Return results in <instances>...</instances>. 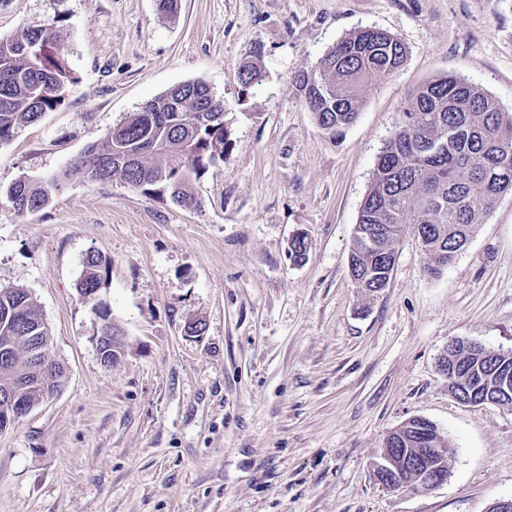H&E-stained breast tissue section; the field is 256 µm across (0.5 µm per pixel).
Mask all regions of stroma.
I'll return each mask as SVG.
<instances>
[{
  "mask_svg": "<svg viewBox=\"0 0 512 512\" xmlns=\"http://www.w3.org/2000/svg\"><path fill=\"white\" fill-rule=\"evenodd\" d=\"M44 23L75 82L0 145V286L30 294L67 378L0 432V512H487L512 497V406L460 403L439 369L455 339L512 351V195L439 276L411 234L377 296L348 271L378 156L420 84L458 75L512 114V0H178L172 15L156 0H0V38ZM365 27L407 56L332 137L295 79ZM246 60L262 78L245 92ZM194 81L223 102L230 139L193 180L196 206L70 174L127 114ZM62 173L39 212L6 195ZM92 251L108 270L87 300ZM106 318L125 342L109 367L94 340ZM414 417L446 437L448 479L387 490L372 464Z\"/></svg>",
  "mask_w": 512,
  "mask_h": 512,
  "instance_id": "35a3bbf8",
  "label": "stroma"
}]
</instances>
